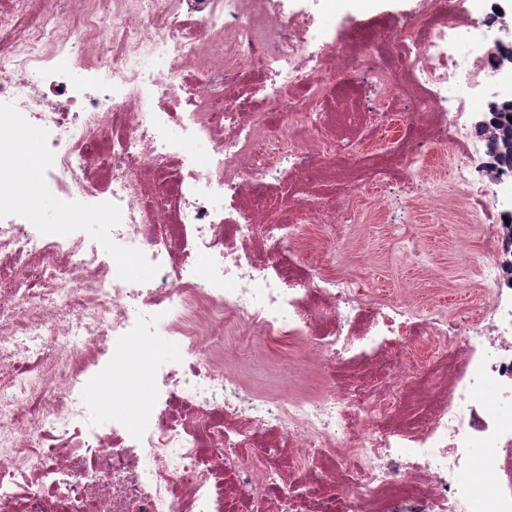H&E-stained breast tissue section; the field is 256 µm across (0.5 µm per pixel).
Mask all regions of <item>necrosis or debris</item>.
<instances>
[{
    "label": "necrosis or debris",
    "mask_w": 512,
    "mask_h": 512,
    "mask_svg": "<svg viewBox=\"0 0 512 512\" xmlns=\"http://www.w3.org/2000/svg\"><path fill=\"white\" fill-rule=\"evenodd\" d=\"M357 2L0 0V512H512L504 0ZM362 197L480 217L466 304L330 273ZM496 120L489 125H480L478 132L488 143L489 155L493 167L512 170V103L503 105L499 112H494Z\"/></svg>",
    "instance_id": "4bbe7bcc"
}]
</instances>
